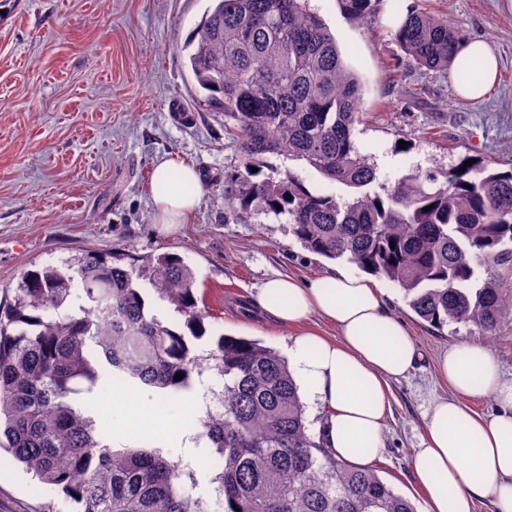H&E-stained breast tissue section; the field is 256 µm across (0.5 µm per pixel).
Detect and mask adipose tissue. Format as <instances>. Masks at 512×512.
I'll use <instances>...</instances> for the list:
<instances>
[{
    "label": "adipose tissue",
    "instance_id": "ef3b65f1",
    "mask_svg": "<svg viewBox=\"0 0 512 512\" xmlns=\"http://www.w3.org/2000/svg\"><path fill=\"white\" fill-rule=\"evenodd\" d=\"M459 56L480 57L482 76L458 85V95L482 98L496 77L495 55L476 39ZM253 306L296 328L288 364L306 399L322 410L325 447L354 465L377 459L391 411L390 383L412 369L419 351L375 279L335 270L301 282L277 273L263 281ZM314 315L335 325L338 338L307 328ZM436 374L448 396L430 404L411 460L426 512H474L483 499L494 512H512V378L488 346L469 341L450 344L436 361ZM477 396L494 400V412H476L469 401Z\"/></svg>",
    "mask_w": 512,
    "mask_h": 512
}]
</instances>
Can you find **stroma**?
I'll list each match as a JSON object with an SVG mask.
<instances>
[{"label": "stroma", "mask_w": 512, "mask_h": 512, "mask_svg": "<svg viewBox=\"0 0 512 512\" xmlns=\"http://www.w3.org/2000/svg\"><path fill=\"white\" fill-rule=\"evenodd\" d=\"M210 0H0V299L13 298L27 269L65 262L88 250L120 266L178 254L196 276L208 333L263 341L284 351L290 330L242 313L267 275L311 279L347 267L305 250L285 218L232 220L224 178L242 159L224 133V115L199 105L182 47ZM364 87L355 138L382 182L417 169H452L466 156L512 168V0H376L365 22L338 0H309ZM449 18L462 40L486 41L499 74L478 101L460 99L456 73L402 59L394 31L408 12ZM183 103L187 121L172 116ZM176 154L201 177L194 216L174 232L154 220V165ZM420 356L392 382V412L377 470L396 493L425 512L411 454L424 431L427 402L447 395L438 354L457 341L488 342L512 375V321L486 340L473 325L437 330L420 320L403 292L385 283ZM108 377L91 399L114 448L159 447L186 461V395L132 408L112 403ZM152 418V431L141 424ZM63 496L39 487L8 454L0 455V512H73Z\"/></svg>", "instance_id": "obj_1"}]
</instances>
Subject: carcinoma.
I'll return each instance as SVG.
<instances>
[{
  "mask_svg": "<svg viewBox=\"0 0 512 512\" xmlns=\"http://www.w3.org/2000/svg\"><path fill=\"white\" fill-rule=\"evenodd\" d=\"M214 2L185 48L202 102L224 112L244 161L245 172L225 177L232 216H283L304 249L392 283L430 326L473 324L496 336L512 319V170L461 162L375 191L376 168L354 138L363 85L308 0ZM338 2L356 21L372 11L373 0ZM394 37L409 63L454 65L464 83L478 75V60L457 59L462 41L444 18L412 11ZM271 157L297 161L352 196L313 193L293 173L251 172ZM140 280L188 332L156 313ZM195 284L175 254L124 268L88 252L63 270L23 273L0 304V450L77 512H209L194 469L159 448L113 449L89 404L72 402L92 392L100 367L163 400L191 391L208 369L224 382L221 410L198 419L196 438L218 464L212 482L223 512H418L375 470L321 445L275 349L221 333L201 366L195 341L207 329Z\"/></svg>",
  "mask_w": 512,
  "mask_h": 512,
  "instance_id": "cac0c4a2",
  "label": "carcinoma"
}]
</instances>
